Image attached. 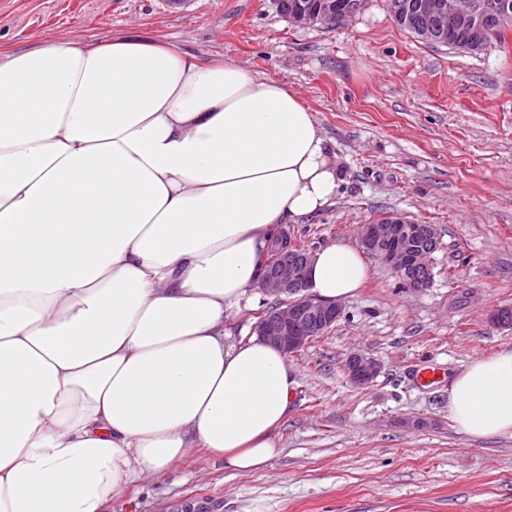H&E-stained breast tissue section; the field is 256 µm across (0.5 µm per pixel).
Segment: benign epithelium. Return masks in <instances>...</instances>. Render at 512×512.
Here are the masks:
<instances>
[{
    "instance_id": "7a95c632",
    "label": "benign epithelium",
    "mask_w": 512,
    "mask_h": 512,
    "mask_svg": "<svg viewBox=\"0 0 512 512\" xmlns=\"http://www.w3.org/2000/svg\"><path fill=\"white\" fill-rule=\"evenodd\" d=\"M418 8L420 33L428 43L443 39L444 28L437 21L446 17L451 30L465 35L469 44L477 46L484 37L486 21L495 17V7L488 0H421ZM282 17L288 25L298 27L319 20L331 26L345 21V16L336 12V0H319L315 10L287 12ZM357 237L364 251L398 275L411 267H430L431 255L440 243L436 225L415 224L398 214L359 225ZM312 258L305 248H285L274 255L261 283L262 292L275 297L278 304L258 319L254 333L288 354L303 349L343 316L340 304L309 293ZM344 370L352 383L366 385L378 376L381 365L362 353H352Z\"/></svg>"
}]
</instances>
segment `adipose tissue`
<instances>
[{
    "mask_svg": "<svg viewBox=\"0 0 512 512\" xmlns=\"http://www.w3.org/2000/svg\"><path fill=\"white\" fill-rule=\"evenodd\" d=\"M338 188L313 111L234 61L132 35L0 53V512H104L198 448L276 457L287 356L224 322ZM368 272L336 242L311 289ZM448 416L512 434V351L449 380Z\"/></svg>",
    "mask_w": 512,
    "mask_h": 512,
    "instance_id": "1",
    "label": "adipose tissue"
}]
</instances>
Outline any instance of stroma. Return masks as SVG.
Segmentation results:
<instances>
[{"label": "stroma", "instance_id": "stroma-1", "mask_svg": "<svg viewBox=\"0 0 512 512\" xmlns=\"http://www.w3.org/2000/svg\"><path fill=\"white\" fill-rule=\"evenodd\" d=\"M119 33L231 59L295 89L340 171L334 203L288 231L310 250L357 243L388 213L437 225L434 280L415 292L378 260L342 318L288 366L280 454L251 473L196 452L105 512H512V435L474 439L448 418L454 375L512 350V53L468 54L399 28L384 0L342 25L291 27L273 0H0V53ZM354 352L381 365L350 382ZM422 427H415V420Z\"/></svg>", "mask_w": 512, "mask_h": 512}]
</instances>
